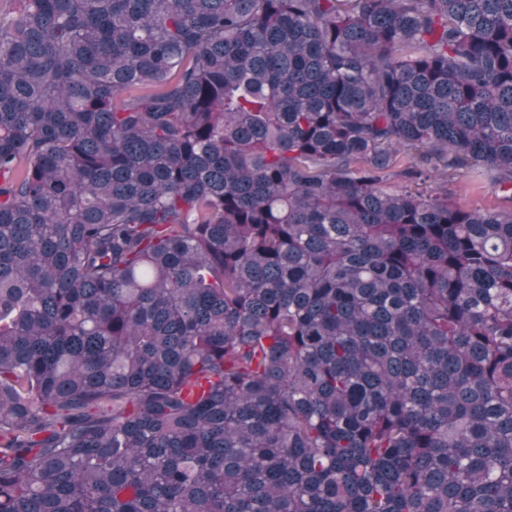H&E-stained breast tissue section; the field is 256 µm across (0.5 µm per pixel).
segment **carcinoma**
Wrapping results in <instances>:
<instances>
[{
    "label": "carcinoma",
    "mask_w": 512,
    "mask_h": 512,
    "mask_svg": "<svg viewBox=\"0 0 512 512\" xmlns=\"http://www.w3.org/2000/svg\"><path fill=\"white\" fill-rule=\"evenodd\" d=\"M469 166L512 203V0L0 11V512H512ZM427 185L429 188L448 192V198L465 204L470 209L501 210L507 208V204L496 194L490 181L478 176L471 169H459L452 174L447 172Z\"/></svg>",
    "instance_id": "carcinoma-1"
}]
</instances>
